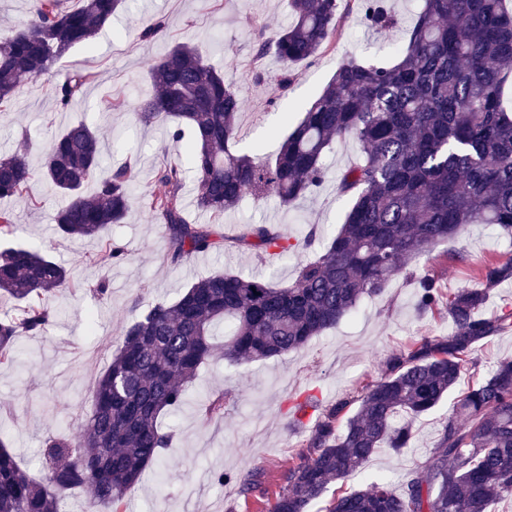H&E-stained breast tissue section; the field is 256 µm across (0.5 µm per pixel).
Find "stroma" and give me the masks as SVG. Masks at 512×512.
<instances>
[{
    "mask_svg": "<svg viewBox=\"0 0 512 512\" xmlns=\"http://www.w3.org/2000/svg\"><path fill=\"white\" fill-rule=\"evenodd\" d=\"M423 0H394L395 24L367 26L360 13L350 12L334 53L298 65L299 77L286 91L274 89L282 65L275 57L254 58L258 30L273 32L292 20L289 0H126L123 8L87 44L72 48L39 78L23 82L12 103L0 108V155L27 150L39 165L51 137L71 122L84 120L106 133L103 167L135 160L136 192L158 191L153 172L177 159L182 143L172 140L169 125L141 124L136 103L152 91L149 70L171 45L193 41L213 65L223 68L241 99L237 152L273 157L283 139L331 79L340 60L378 58L396 61L408 41ZM164 21L160 37L144 41L141 28ZM95 73L83 98L67 110L55 102V88L74 69ZM266 80H257L256 69ZM124 101L122 111L105 101ZM351 138L334 142L327 156L328 173L320 191L293 206L273 196H247L238 209L225 214L217 232L233 234L245 224H270L290 240L316 230L315 249H322L349 206L338 190L340 173L358 157ZM63 197L43 178H35L28 196L5 201L19 224L13 245L46 251L68 270V281L50 305L59 316L43 334L21 337L17 366L0 367V437L21 466L34 477L46 472L43 441L74 432L90 411V389L107 368L127 323L151 305L177 299L201 277L224 271L263 276L291 283L297 275L294 256L255 255L234 248L214 250L167 262V236L162 225L142 209L126 223L112 225L93 238H67L54 230L53 216ZM120 247L122 259L102 266L92 260L106 245ZM512 255V241L487 224L468 225L457 239L436 245L416 257L385 290L365 298L336 326L312 338L304 349L263 361L201 367L188 390V403L164 417L175 439L158 471H146L126 496V512H271L285 485L289 464L302 451L317 416L337 401L358 394L363 384L382 377L389 355L424 336L446 335L445 314L417 310L416 282L425 274L438 279L444 293L475 286L484 262ZM105 294H95L99 282ZM475 369L459 382L467 387L485 378L494 365L512 358V331L478 345ZM217 389L229 391L222 422L202 425L201 405ZM312 409L311 416L294 413V404ZM450 402L417 419L407 448L377 451L360 474L329 485L310 512H324L344 488H363L386 480L398 485L423 465L448 419ZM261 475L260 488L246 492L239 484H218L215 473Z\"/></svg>",
    "mask_w": 512,
    "mask_h": 512,
    "instance_id": "obj_1",
    "label": "stroma"
}]
</instances>
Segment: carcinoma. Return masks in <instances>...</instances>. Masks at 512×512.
Here are the masks:
<instances>
[{"label": "carcinoma", "mask_w": 512, "mask_h": 512, "mask_svg": "<svg viewBox=\"0 0 512 512\" xmlns=\"http://www.w3.org/2000/svg\"><path fill=\"white\" fill-rule=\"evenodd\" d=\"M38 0L34 18L0 41V106L25 79L51 70L72 47L109 25L124 0ZM341 0H290L293 21L257 34L256 58L273 54L287 70L276 86L296 78L293 66L336 47L343 27ZM372 27L394 19L387 0H346ZM155 91L136 105L144 124L174 123L172 137L189 136L184 157L154 174L164 192L134 195L136 164L125 161L97 175L104 134L84 123L52 138L41 173L67 203L54 215L58 233L95 237L125 222L139 205L167 232L166 260L178 264L219 244L282 255L310 248L267 224H245L236 236L193 224L181 204L186 173L198 186L196 206L213 219L245 194L273 195L285 205L311 196L326 177L333 142L361 146L338 189L352 198L343 222L314 257L299 263L296 279L279 287L264 277L217 272L192 283L173 302H157L126 327L107 369L92 387L89 416L77 433L52 435L44 447L53 465L40 481L20 467L0 439V512H60L66 495L89 494L88 506L120 512L146 469L158 464L174 434L159 418L180 410L199 368L266 360L304 347L334 327L366 297L380 294L409 260L453 239L468 224H491L512 239V112L504 89L512 82V0H424L397 62L343 57L336 72L283 140L273 161L234 150L242 102L224 71L191 42H178L151 67ZM94 73L76 69L56 89L68 108ZM33 168L25 153L0 156V199L28 193ZM93 182L96 190L83 188ZM68 279L47 254L0 251V294L20 313L0 319V365L18 356L23 335L47 331L54 312L46 299ZM512 281V257L483 264L478 283L441 300L437 280L419 281L421 309L444 306L446 336H427L392 353L384 375L318 416L306 448L288 468L287 486L273 512H308L328 486L358 472L379 448H406L415 420L457 387L476 366L478 344L512 331V310L485 317L489 292ZM227 326L224 341L214 333ZM209 423L224 418V393L201 408ZM512 493V360L454 399L426 463L395 487L385 480L337 496L327 512H491Z\"/></svg>", "instance_id": "obj_1"}]
</instances>
